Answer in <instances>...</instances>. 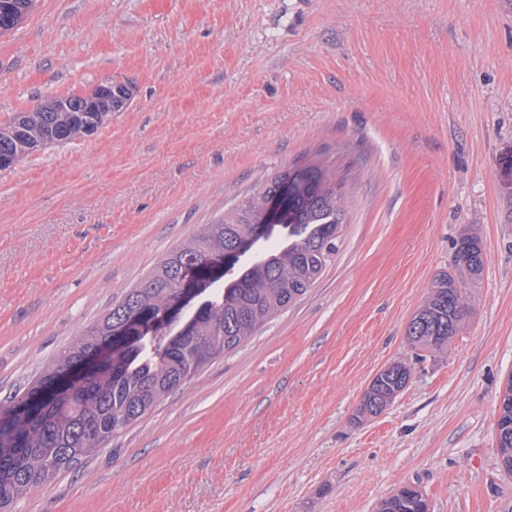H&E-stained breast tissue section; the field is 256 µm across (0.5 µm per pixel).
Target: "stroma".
<instances>
[{
  "instance_id": "1",
  "label": "stroma",
  "mask_w": 512,
  "mask_h": 512,
  "mask_svg": "<svg viewBox=\"0 0 512 512\" xmlns=\"http://www.w3.org/2000/svg\"><path fill=\"white\" fill-rule=\"evenodd\" d=\"M94 134L0 171V403L169 251L288 167L340 185L343 246L302 300L16 512H512V0H39L0 36V122L99 83ZM487 262L447 354L406 326L462 225ZM413 363L378 417L374 375ZM412 370V365L403 360L394 361L380 370L365 389L353 420L360 423L384 412L407 387ZM496 434L502 466L512 474V374L500 396ZM427 509V501L422 491L414 485L404 484L382 499L375 512H427Z\"/></svg>"
}]
</instances>
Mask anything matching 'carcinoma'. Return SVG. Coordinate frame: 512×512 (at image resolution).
I'll list each match as a JSON object with an SVG mask.
<instances>
[{
  "instance_id": "carcinoma-1",
  "label": "carcinoma",
  "mask_w": 512,
  "mask_h": 512,
  "mask_svg": "<svg viewBox=\"0 0 512 512\" xmlns=\"http://www.w3.org/2000/svg\"><path fill=\"white\" fill-rule=\"evenodd\" d=\"M37 0H0V35L15 29ZM133 89L105 81L85 96L47 98L29 112L0 123V170L33 151L94 134L112 114L124 110ZM498 176L512 201V151L499 160ZM291 196L284 229L263 258L247 261L232 277L209 282L198 303L184 316L158 329L135 347H125L116 366L91 373L65 388L61 376L100 343L117 335L132 316L150 319L183 296V284L203 279L211 263L261 223L266 203L283 186ZM343 214L336 185L319 166L289 169L219 220L202 225L175 247L133 287L113 298L92 324L50 359L21 397L0 406V512L30 493L49 486L61 473L135 424L165 398L181 389L217 356L248 341L267 321L309 292L336 260L343 244ZM486 263L481 239L472 225L456 240L452 265L438 270L425 298L410 318L408 345L437 355L465 327L471 311L468 286ZM413 367L394 361L365 389L353 420L360 423L384 412L407 387ZM496 434L503 468L512 474V374L499 401ZM422 491L411 484L382 499L375 512H427Z\"/></svg>"
}]
</instances>
